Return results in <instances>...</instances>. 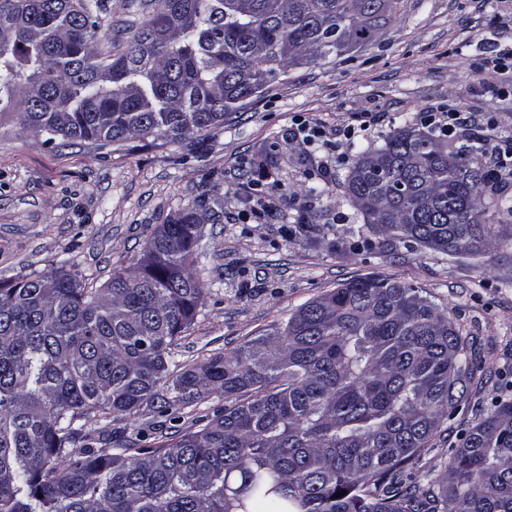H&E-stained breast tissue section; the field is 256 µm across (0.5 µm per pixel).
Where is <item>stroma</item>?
I'll list each match as a JSON object with an SVG mask.
<instances>
[{
  "label": "stroma",
  "mask_w": 512,
  "mask_h": 512,
  "mask_svg": "<svg viewBox=\"0 0 512 512\" xmlns=\"http://www.w3.org/2000/svg\"><path fill=\"white\" fill-rule=\"evenodd\" d=\"M504 45L512 46V0H400L372 44L291 67L203 137L69 147L19 136L4 121L0 281L74 268L87 287H101L137 265L158 224L220 185V218L203 224L199 242L203 300L174 350L171 375L242 346L350 280L381 275L413 285L448 314L475 362L468 401L413 471L419 485L437 480L475 423L476 406L489 405L512 374V240L500 242L492 261L405 250L364 223L344 181L359 150L419 127L424 112H460L485 150L512 146V66L492 63ZM301 121L324 139L304 141ZM262 204L266 215L245 222ZM223 406L213 392L164 419L146 406L86 428L118 430L149 449L200 429Z\"/></svg>",
  "instance_id": "1"
}]
</instances>
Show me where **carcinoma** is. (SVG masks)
<instances>
[{"mask_svg": "<svg viewBox=\"0 0 512 512\" xmlns=\"http://www.w3.org/2000/svg\"><path fill=\"white\" fill-rule=\"evenodd\" d=\"M398 3L148 0L150 18L124 43L101 0H0V112L46 144L180 142L288 68L372 43ZM478 151L401 128L355 156L346 194L400 240L481 256L493 235L483 191L510 216L512 196ZM200 239L192 208L100 288L69 270L0 283V512H512V394L466 432L446 486L410 484L467 390L464 346L419 289L378 275L176 376L165 413L224 393L203 428L144 457L130 440L87 445L80 422L160 397L203 297Z\"/></svg>", "mask_w": 512, "mask_h": 512, "instance_id": "carcinoma-1", "label": "carcinoma"}]
</instances>
